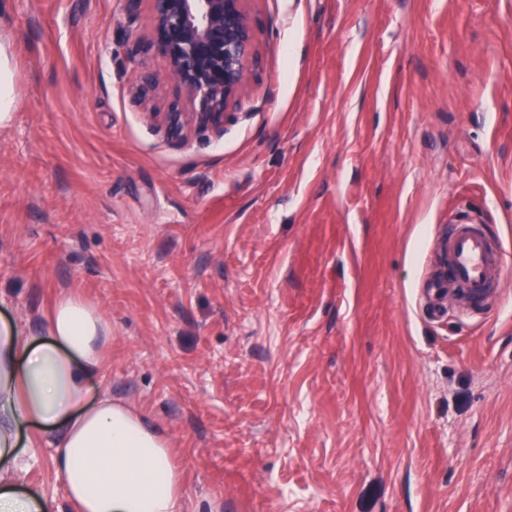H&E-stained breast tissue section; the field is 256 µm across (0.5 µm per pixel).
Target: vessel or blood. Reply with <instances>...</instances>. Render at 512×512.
Segmentation results:
<instances>
[{"label": "vessel or blood", "mask_w": 512, "mask_h": 512, "mask_svg": "<svg viewBox=\"0 0 512 512\" xmlns=\"http://www.w3.org/2000/svg\"><path fill=\"white\" fill-rule=\"evenodd\" d=\"M443 252L444 270L428 283L437 300H444L461 286L467 297L480 303L495 292L504 278L507 267L504 251L493 247L477 225H453Z\"/></svg>", "instance_id": "obj_1"}]
</instances>
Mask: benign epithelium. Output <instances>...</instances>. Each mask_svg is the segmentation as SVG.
Masks as SVG:
<instances>
[{"instance_id":"1","label":"benign epithelium","mask_w":512,"mask_h":512,"mask_svg":"<svg viewBox=\"0 0 512 512\" xmlns=\"http://www.w3.org/2000/svg\"><path fill=\"white\" fill-rule=\"evenodd\" d=\"M152 27L148 40L130 42L132 56L162 57L159 74L145 61L132 71V101L147 107L158 86L173 80L190 103L185 112L174 102L166 112H148L171 139L185 140L194 130L224 134L226 111L235 106L257 62L248 0H148Z\"/></svg>"}]
</instances>
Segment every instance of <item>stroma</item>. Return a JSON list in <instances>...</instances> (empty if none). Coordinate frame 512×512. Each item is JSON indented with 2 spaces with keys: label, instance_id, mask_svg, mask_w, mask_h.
I'll return each instance as SVG.
<instances>
[{
  "label": "stroma",
  "instance_id": "obj_1",
  "mask_svg": "<svg viewBox=\"0 0 512 512\" xmlns=\"http://www.w3.org/2000/svg\"><path fill=\"white\" fill-rule=\"evenodd\" d=\"M248 7L223 136L179 143L128 93L148 0H0V317L97 306L89 395L167 430L187 512H512V266L466 316L426 294L449 225L512 251V0ZM18 101L12 89L11 59L6 45L0 44V126L9 124Z\"/></svg>",
  "mask_w": 512,
  "mask_h": 512
}]
</instances>
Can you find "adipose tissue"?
<instances>
[{
  "label": "adipose tissue",
  "instance_id": "1",
  "mask_svg": "<svg viewBox=\"0 0 512 512\" xmlns=\"http://www.w3.org/2000/svg\"><path fill=\"white\" fill-rule=\"evenodd\" d=\"M46 339L0 321V512H59L25 484L24 430L36 428L76 512H184L182 478L165 428L101 395L87 401L112 325L81 297L59 298Z\"/></svg>",
  "mask_w": 512,
  "mask_h": 512
}]
</instances>
